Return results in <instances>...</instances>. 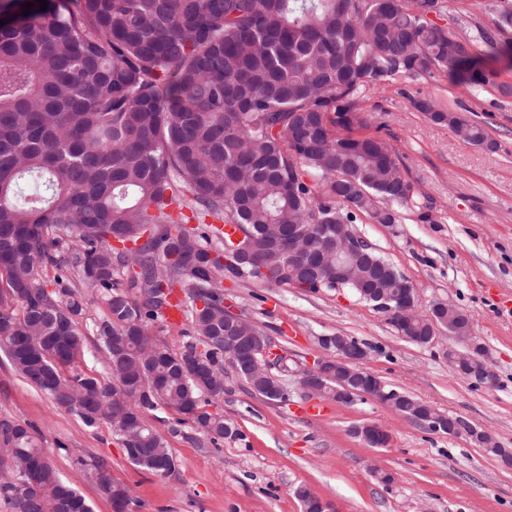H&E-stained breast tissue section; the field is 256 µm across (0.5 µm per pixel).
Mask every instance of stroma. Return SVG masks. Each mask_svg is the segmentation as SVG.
<instances>
[{"label":"stroma","instance_id":"1","mask_svg":"<svg viewBox=\"0 0 512 512\" xmlns=\"http://www.w3.org/2000/svg\"><path fill=\"white\" fill-rule=\"evenodd\" d=\"M444 4L437 24L495 35L497 54L477 47L489 84L473 88L443 75L397 79L363 100L359 122L335 133L384 141L424 193L427 220L407 212L399 223L376 224L361 214L353 229L412 282L422 308L443 301L468 314L469 333L484 345L495 382L478 385L449 367L448 353L463 350L462 341L443 333L414 343L348 290L313 294L247 283L231 289V298L286 355L281 381L288 400L271 402L227 380L210 409L244 438L217 448L170 433L174 413L154 411L148 421L166 433L177 461L175 471L158 475L132 465L106 425L90 427L57 409L0 353V417L41 435L60 476L94 512L113 507L86 466L90 459L129 488L127 512H302L295 491L303 485L337 512H512V466L470 438L427 431L369 401H325L313 417L304 413L298 389L300 370L323 352L320 337L342 334L367 345L365 367L388 387L461 417L512 450V313L498 307L512 294V30L498 29L512 0ZM424 98L468 108L489 145H471L415 110L414 100ZM365 422L387 430L386 447H368L354 434ZM381 471L390 483L378 479Z\"/></svg>","mask_w":512,"mask_h":512}]
</instances>
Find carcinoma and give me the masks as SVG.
Segmentation results:
<instances>
[{"label":"carcinoma","instance_id":"1","mask_svg":"<svg viewBox=\"0 0 512 512\" xmlns=\"http://www.w3.org/2000/svg\"><path fill=\"white\" fill-rule=\"evenodd\" d=\"M443 0H47L0 24V351L28 385L86 425L105 422L129 461L175 469L147 416L166 407L213 446L243 438L206 409L224 395V281L290 287L288 226L311 228L314 255L336 256V233L362 213L396 224L426 204L395 153L374 138L338 137L367 93L399 78L486 77L473 39L430 18ZM413 106L461 140L485 130L433 100ZM192 212L188 217L183 209ZM242 232L234 240L205 222ZM197 226L187 229L190 219ZM151 225L149 241L120 250ZM260 256L262 274L237 253ZM217 256L212 258L210 253ZM58 274L49 291L38 267ZM375 291L411 281L374 248L302 286ZM108 313L84 320L85 291ZM203 302L204 308L197 307ZM180 310L178 350L149 323ZM390 323L424 335L426 319ZM107 375L84 370L87 341ZM249 389L284 402L281 380L257 371ZM115 504L130 489L100 471ZM0 497L11 512H93L25 425L0 418Z\"/></svg>","mask_w":512,"mask_h":512}]
</instances>
